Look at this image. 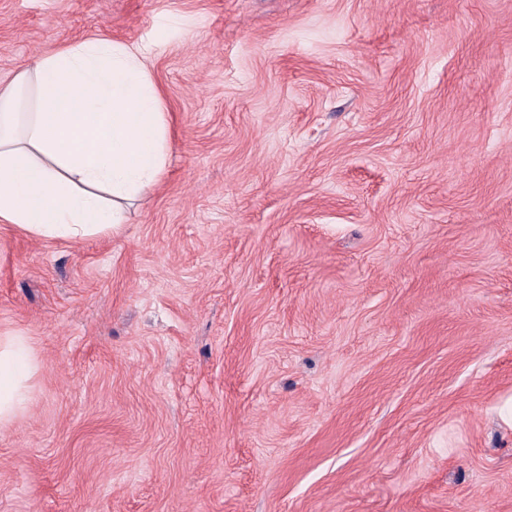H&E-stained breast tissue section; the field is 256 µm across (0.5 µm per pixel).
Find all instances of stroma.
<instances>
[{
  "mask_svg": "<svg viewBox=\"0 0 512 512\" xmlns=\"http://www.w3.org/2000/svg\"><path fill=\"white\" fill-rule=\"evenodd\" d=\"M101 35L171 163L121 235L0 223V512H512V0H0V85ZM39 361L30 339L0 336V431L28 411Z\"/></svg>",
  "mask_w": 512,
  "mask_h": 512,
  "instance_id": "35a3bbf8",
  "label": "stroma"
}]
</instances>
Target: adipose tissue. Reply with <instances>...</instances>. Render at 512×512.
<instances>
[{"label": "adipose tissue", "instance_id": "adipose-tissue-1", "mask_svg": "<svg viewBox=\"0 0 512 512\" xmlns=\"http://www.w3.org/2000/svg\"><path fill=\"white\" fill-rule=\"evenodd\" d=\"M147 47L106 36L44 53L0 86V222L41 240L118 234L169 164ZM30 339L0 336V431L31 405Z\"/></svg>", "mask_w": 512, "mask_h": 512}]
</instances>
